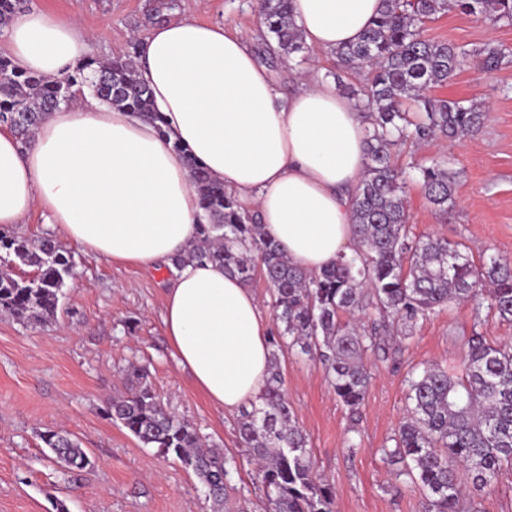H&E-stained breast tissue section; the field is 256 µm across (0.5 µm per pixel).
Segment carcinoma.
Wrapping results in <instances>:
<instances>
[{"label": "carcinoma", "mask_w": 512, "mask_h": 512, "mask_svg": "<svg viewBox=\"0 0 512 512\" xmlns=\"http://www.w3.org/2000/svg\"><path fill=\"white\" fill-rule=\"evenodd\" d=\"M25 0H0V29ZM459 11L489 23L512 22V0H384V10L362 39L336 50L341 65L366 70L359 86L349 88L355 107L368 113L365 171L354 194L352 224L358 240L354 255L342 256L317 274L292 264L273 240L242 210L224 185L213 180L187 150L193 185L207 223L187 257L219 260L250 282L263 276L271 299L275 348L260 406L241 411L240 444L255 462L267 512H334L330 488L317 481L309 441L295 421L280 374L278 353L287 349L319 361L339 400L352 414L362 405L370 381L369 355L389 354L388 337L453 302L512 323V260L493 256L475 264L458 244L434 235L411 238L403 171L393 157L408 143L438 136L464 141L484 123L483 104L475 99L430 96L470 65L493 72L509 63L512 52L493 43L467 47L437 41L426 22ZM268 49L300 65L307 47L291 13V0H258ZM88 86L107 103L135 112L162 129L150 89L138 80L133 56L102 63L92 57L61 78L17 70L0 57V123L22 141L54 107L70 104ZM428 201L440 213L455 203L456 172L445 158L419 168ZM0 261L33 268L15 278L0 273V312L29 324L53 319L59 296L72 277L75 261L50 237L28 239L0 233ZM137 383L104 409L141 444L157 449L191 470L206 489L211 512H247L232 498L237 456L205 445L189 421L170 411L155 394L144 367L134 369ZM407 415L395 446L383 449L425 495V512H467L468 489L482 491L512 467V345L490 341L472 330L466 341L462 373L453 377L437 365L411 373ZM44 443L67 470L91 465L81 443L49 431Z\"/></svg>", "instance_id": "cac0c4a2"}]
</instances>
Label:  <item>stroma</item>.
<instances>
[{
    "label": "stroma",
    "instance_id": "obj_1",
    "mask_svg": "<svg viewBox=\"0 0 512 512\" xmlns=\"http://www.w3.org/2000/svg\"><path fill=\"white\" fill-rule=\"evenodd\" d=\"M163 0H28L77 19L97 36L93 55L126 54L134 35L169 17ZM204 23H220L245 39L290 94L298 72L272 60L258 38L257 0H181ZM430 37L459 45L493 42L512 50V25H489L451 11L427 25ZM432 96L481 101L486 118L465 141L439 139L404 146L396 159L406 172L407 206L414 235L463 244L475 262L512 259V63L488 73L458 72ZM457 171L455 206L441 214L428 202L418 169L435 157ZM76 275L63 290L54 320L29 325L0 315V512H210L205 489L173 458L160 457L104 416L125 393L127 371L148 366L159 398L188 419L208 442L240 454L238 414L212 405L179 368L165 335L162 311L171 273L115 265L63 243ZM491 340L512 344V324L471 304L452 303L419 320L401 351L370 357L372 378L359 413H351L325 380L319 362L290 353L281 360L294 417L307 434L316 472L335 497L336 512H424V495L397 478L384 456L407 410L408 373L436 362L460 375V355L473 324ZM69 433L94 465L66 474L41 436Z\"/></svg>",
    "mask_w": 512,
    "mask_h": 512
}]
</instances>
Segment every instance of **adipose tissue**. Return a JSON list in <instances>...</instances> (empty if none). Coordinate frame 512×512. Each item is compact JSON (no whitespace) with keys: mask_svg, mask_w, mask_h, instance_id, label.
I'll use <instances>...</instances> for the list:
<instances>
[{"mask_svg":"<svg viewBox=\"0 0 512 512\" xmlns=\"http://www.w3.org/2000/svg\"><path fill=\"white\" fill-rule=\"evenodd\" d=\"M304 41L331 53L358 42L383 0H293ZM13 65L58 78L89 56L94 36L32 9L0 32ZM137 77L163 128L89 88L47 114L29 142L0 127V228L40 213L82 251L153 268L185 253L202 216L191 154L223 183L291 262L319 272L355 240L366 124L333 83L299 78L288 97L240 36L188 12L139 40ZM163 323L178 366L216 407L259 401L269 373V321L252 289L221 262L174 269Z\"/></svg>","mask_w":512,"mask_h":512,"instance_id":"adipose-tissue-1","label":"adipose tissue"}]
</instances>
